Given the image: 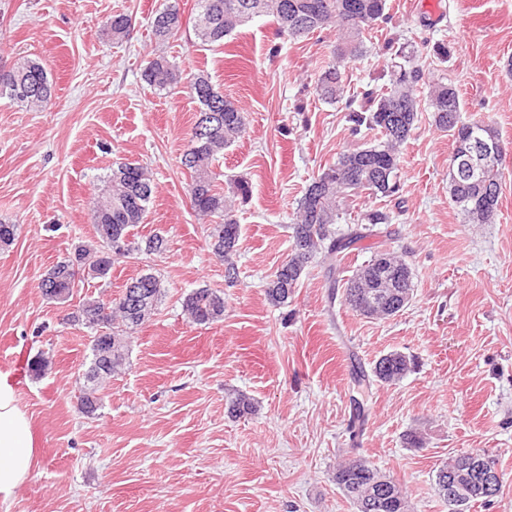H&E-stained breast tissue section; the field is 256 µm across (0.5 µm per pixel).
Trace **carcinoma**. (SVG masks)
Returning <instances> with one entry per match:
<instances>
[{
    "label": "carcinoma",
    "mask_w": 512,
    "mask_h": 512,
    "mask_svg": "<svg viewBox=\"0 0 512 512\" xmlns=\"http://www.w3.org/2000/svg\"><path fill=\"white\" fill-rule=\"evenodd\" d=\"M387 0H197L194 30L203 45H222L242 23L255 17L267 16L277 24V35L297 40L327 27L336 29L334 56L324 67L316 82V93L329 102L344 98L342 69L350 62L366 56L363 32L387 19ZM182 26L178 0L157 12L151 21L155 39L164 42ZM104 27L114 39L128 36L134 27L133 18L125 12L106 17ZM142 76L159 91L171 90L181 82L176 63L165 55L147 62ZM422 79L416 67L401 68L392 74L381 90L370 89L364 102L355 104L349 98L345 107L353 129L375 130L382 140L374 145L340 155L305 189L298 201L292 229V253L267 282L265 293L275 306L288 303L300 283L309 259L321 254L330 265L341 264L345 251L369 237L390 238V216L380 210L370 211L362 223L352 224L338 235L334 224L339 219L340 201L349 193L365 192L373 197L390 198L399 192L397 181L399 153L418 121V104L414 87ZM189 93L199 103L192 127L186 133L184 164L191 172L188 195L191 209L212 225L209 246L213 255L224 262V277L232 283L238 277L234 257L238 251L241 226L236 217V202H245L249 184L244 179H231L222 187L223 174L213 170V163L224 148L243 132V112L224 94L215 89L204 72L188 81ZM7 97L25 108L47 105L52 101L53 84L44 67L35 61L22 59L5 72L0 71V98ZM403 111L395 112L396 104ZM429 107L437 127L450 133L459 142L465 126L459 124L462 111L459 93L451 84L438 82L430 88ZM219 114L210 132L196 141L198 118L205 112ZM501 166L486 164L467 180L449 171L448 194L469 224H490L497 214L501 193ZM154 192L153 177L147 167L138 162H123L107 179L106 188L92 202L91 213L98 245L81 246L78 257L88 263L96 274L89 279L105 280L111 275L109 254L125 246L123 258L159 253L165 239L153 234L145 239L132 237L130 228L143 223ZM48 273L57 280L56 288L44 296L66 302L73 296L70 284L75 276L73 258L52 266ZM410 265L392 252L376 254L365 266L348 279L345 302L365 316L389 318L401 312L414 293ZM140 283L139 299L133 303L118 298H94L80 303L63 321L78 322L95 331L91 343L90 364L83 378L79 410L94 416L102 407L101 391L126 365L132 333L155 314L164 290L160 277L150 270L131 278ZM182 311L195 325H210L224 317V295L207 287L195 288L182 301ZM411 368V359L400 352L381 357L373 369L374 377L383 383L403 378ZM256 406L243 394L228 397L227 412L233 418L255 413ZM474 455L490 460L478 450L463 451L440 466L433 480L439 497H447L448 489L440 488L441 473L455 471L459 481L470 484V471L459 469L460 460ZM333 481L353 503L356 512H408L407 500L400 486L388 475L378 471L361 458H353L336 467Z\"/></svg>",
    "instance_id": "obj_1"
}]
</instances>
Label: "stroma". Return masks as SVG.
<instances>
[{"label": "stroma", "instance_id": "stroma-1", "mask_svg": "<svg viewBox=\"0 0 512 512\" xmlns=\"http://www.w3.org/2000/svg\"><path fill=\"white\" fill-rule=\"evenodd\" d=\"M389 0L388 19L366 32V57L343 74L346 92L388 83L410 57L423 79L454 85L461 122L481 120L512 146V0ZM164 0H0V62L35 59L54 85L51 103L28 110L0 98V220L16 239L0 248V378L26 412L35 464L0 512H355L332 480L355 451L390 475L410 512H449L433 476L456 453L480 448L502 473L501 491L469 512H512V155L502 168L498 214L467 224L448 195L455 144L428 110L401 148L399 201L355 194L342 200L337 232L371 209L389 212L391 240L371 237L340 268L306 265L287 305L265 295L291 254L294 212L305 186L344 152L373 142L353 132L343 103L314 91L336 33L289 41L257 17L206 47L193 30L195 0H180L183 25L156 41L151 20ZM116 11L133 14L128 38L107 36ZM447 47L440 57L438 47ZM167 55L191 77L206 71L245 114L241 138L214 163L251 186L237 211L239 276L224 281L209 227L186 198L181 158L198 108L185 85L170 91L141 77ZM147 166L154 194L142 239L162 252L115 263L68 302L47 299L44 273L96 239L89 202L118 164ZM383 250L405 254L415 290L388 319L352 311L353 271ZM152 270L163 284L156 314L134 333L125 371L103 391L99 415L78 410L93 333L63 317L87 298L118 297L129 278ZM224 293L223 320L188 322L192 289ZM393 351L412 368L393 384L360 387ZM51 359L38 378L26 364ZM253 398L254 415L234 419L226 394ZM417 435L418 444L408 442Z\"/></svg>", "mask_w": 512, "mask_h": 512}]
</instances>
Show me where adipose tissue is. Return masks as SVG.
I'll return each instance as SVG.
<instances>
[{
    "mask_svg": "<svg viewBox=\"0 0 512 512\" xmlns=\"http://www.w3.org/2000/svg\"><path fill=\"white\" fill-rule=\"evenodd\" d=\"M35 458L31 426L13 388L0 381V496L9 497L30 473Z\"/></svg>",
    "mask_w": 512,
    "mask_h": 512,
    "instance_id": "obj_1",
    "label": "adipose tissue"
}]
</instances>
